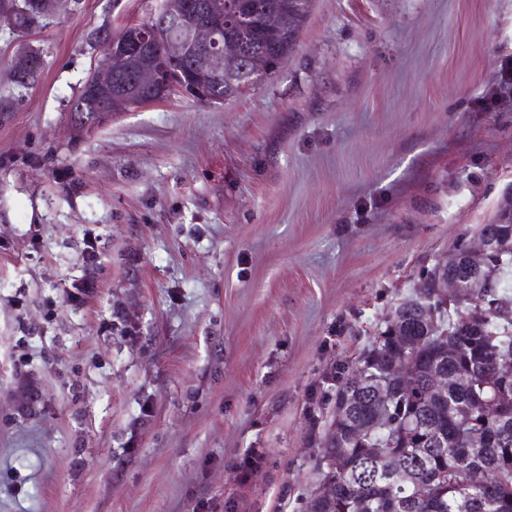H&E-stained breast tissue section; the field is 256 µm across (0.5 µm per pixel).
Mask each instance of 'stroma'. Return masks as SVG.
I'll return each mask as SVG.
<instances>
[{"instance_id":"stroma-1","label":"stroma","mask_w":512,"mask_h":512,"mask_svg":"<svg viewBox=\"0 0 512 512\" xmlns=\"http://www.w3.org/2000/svg\"><path fill=\"white\" fill-rule=\"evenodd\" d=\"M145 13L67 0L27 38L0 26V512H308L337 378L428 269L512 218V100L477 108L512 0H314L238 98L76 131L90 33ZM24 42L45 66L18 88ZM117 310L136 337L107 331ZM68 288L69 289L65 290L66 300L71 303L79 304L84 302L87 297L92 296L97 286L94 278L85 277L73 280Z\"/></svg>"}]
</instances>
